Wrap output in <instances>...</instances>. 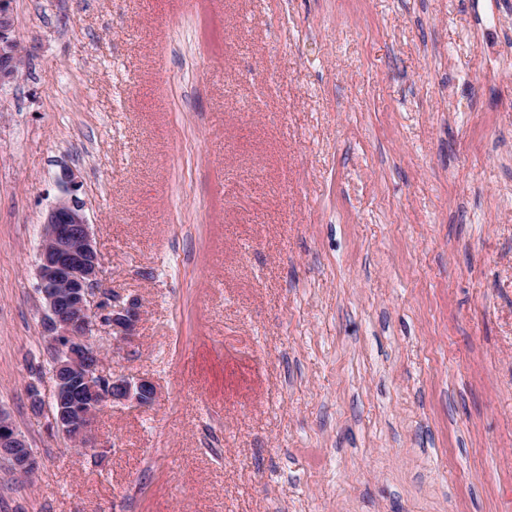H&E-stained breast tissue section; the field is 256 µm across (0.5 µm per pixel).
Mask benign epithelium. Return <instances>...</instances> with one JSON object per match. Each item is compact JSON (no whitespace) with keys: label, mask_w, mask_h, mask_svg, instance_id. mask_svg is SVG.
Wrapping results in <instances>:
<instances>
[{"label":"benign epithelium","mask_w":512,"mask_h":512,"mask_svg":"<svg viewBox=\"0 0 512 512\" xmlns=\"http://www.w3.org/2000/svg\"><path fill=\"white\" fill-rule=\"evenodd\" d=\"M27 53L16 34L8 5L0 0V86L15 81ZM62 194L48 209L36 269L45 308L42 332L52 352L55 383L51 422L72 444L92 447L91 431L107 402L144 407L156 395L154 384L123 375L100 373L101 353L91 333L110 331L112 345L134 342L141 304L135 298L99 288L100 256L94 246L86 204L77 195L79 181L72 169H60ZM0 458L18 475L35 473L36 461L11 416L0 409Z\"/></svg>","instance_id":"1"}]
</instances>
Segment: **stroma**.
I'll return each mask as SVG.
<instances>
[{
  "label": "stroma",
  "instance_id": "1",
  "mask_svg": "<svg viewBox=\"0 0 512 512\" xmlns=\"http://www.w3.org/2000/svg\"><path fill=\"white\" fill-rule=\"evenodd\" d=\"M9 8L0 512H512V0ZM64 165L157 390L91 448L26 391ZM26 53V45L16 34L14 18L4 0L0 2V87L18 78ZM0 457L18 475L34 474L36 461L11 416L0 409Z\"/></svg>",
  "mask_w": 512,
  "mask_h": 512
}]
</instances>
